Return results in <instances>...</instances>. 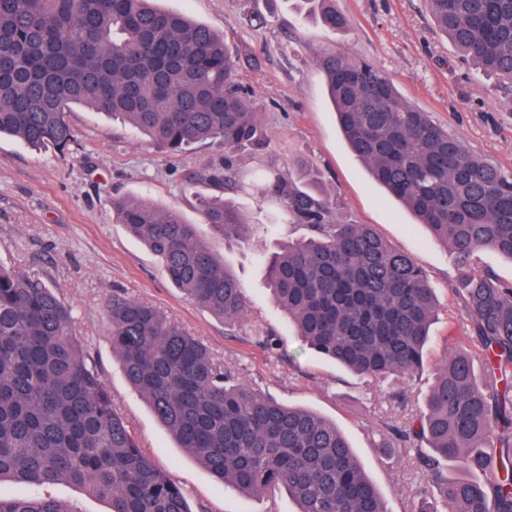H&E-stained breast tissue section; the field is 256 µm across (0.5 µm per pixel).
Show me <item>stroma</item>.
Segmentation results:
<instances>
[{"label":"stroma","instance_id":"obj_1","mask_svg":"<svg viewBox=\"0 0 512 512\" xmlns=\"http://www.w3.org/2000/svg\"><path fill=\"white\" fill-rule=\"evenodd\" d=\"M221 31L241 57L238 80L255 90L265 145L239 151L245 185L233 200L253 225L244 244L229 246L210 227L205 237L224 256L250 302L248 315L227 323L186 299L159 260L123 225L112 200L138 196L199 221L200 200L214 190L202 173L224 156L206 142L169 155L131 128L96 110L70 112L75 142L66 155L0 138V264L19 267L55 287L71 308L75 334L142 452L181 488L192 512H298L285 489L246 496L215 480L178 448L145 399L128 383L112 353L103 304L113 290L151 304L197 336L225 368L256 390L286 404L317 411L347 435L390 512H413L422 489L413 455L381 445L385 424L415 413L432 373L405 379V403L387 401L383 387L342 369L307 348L272 300L259 254L308 236L276 197L260 185L271 171L307 187L313 173L334 201L336 218L371 224L390 245L409 254L436 290L438 310L428 356L441 360L449 332H462L448 284L455 270L447 247L393 199L349 151L315 64L325 52L369 60L401 98L432 113L467 150L512 172V81L480 73L436 27L426 0H335L347 25L329 30L302 19L290 0H161ZM272 333L276 352L258 343Z\"/></svg>","mask_w":512,"mask_h":512}]
</instances>
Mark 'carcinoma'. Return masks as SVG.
<instances>
[{"instance_id": "1", "label": "carcinoma", "mask_w": 512, "mask_h": 512, "mask_svg": "<svg viewBox=\"0 0 512 512\" xmlns=\"http://www.w3.org/2000/svg\"><path fill=\"white\" fill-rule=\"evenodd\" d=\"M332 30L334 0H298ZM438 28L481 71L512 79V0H427ZM352 154L450 251V291L464 335L433 367L415 420L386 426L384 448L414 453L440 505L419 512H512V285L480 266L490 249L512 261V173L484 161L430 113L407 102L369 61L316 60ZM224 35L156 0H0V135L70 151L68 113L87 105L170 153L218 141L227 155L202 180L224 190L233 154L259 147L255 94L236 79ZM265 189L309 237L266 258L270 290L297 336L361 378L398 383L429 367L435 289L407 253L371 224L333 219L326 194L278 173ZM115 222L158 258L181 293L224 319L244 318L238 279L176 208L112 201ZM202 223L224 240L251 224L219 195ZM112 352L157 419L219 482L244 493L284 488L299 512H389L345 435L315 412L269 398L157 308L112 294ZM71 310L40 277L0 264V481L67 482L109 500L110 512H192L112 406L74 334ZM0 512H71L50 496H6Z\"/></svg>"}]
</instances>
